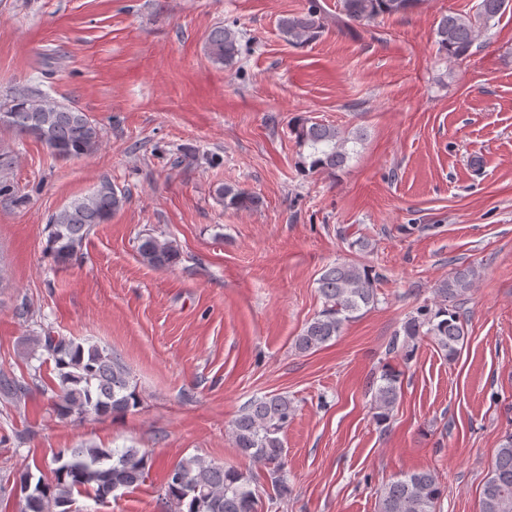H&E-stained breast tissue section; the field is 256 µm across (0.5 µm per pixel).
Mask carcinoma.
I'll use <instances>...</instances> for the list:
<instances>
[{"label":"carcinoma","instance_id":"carcinoma-1","mask_svg":"<svg viewBox=\"0 0 512 512\" xmlns=\"http://www.w3.org/2000/svg\"><path fill=\"white\" fill-rule=\"evenodd\" d=\"M422 0H342L343 16L336 22L352 28L366 25L383 15L406 13ZM509 0H479L472 13H449L440 19L435 35L438 50L450 58L463 59L480 32L492 27L511 8ZM284 39L304 45L319 37L324 15L318 0H308L305 11L279 20ZM210 60L232 67L239 54L238 34L218 26L207 39ZM0 127L18 135H33L36 128L47 133L43 143L59 157L81 158L99 146L101 129L85 113L68 106L55 111L48 97L21 90L0 103ZM302 146L310 149V168L331 175L345 167L348 143L362 140L363 134L344 137L336 127L303 118L295 127ZM12 165L11 156L0 152V195H12L4 176ZM224 206L256 210L263 199L244 189L221 186ZM127 202L125 194L103 180L89 194L75 198L55 211L47 224V249L59 264H68L80 252L92 229L105 224ZM137 253L155 269H167L180 257L177 245L169 239L147 234L139 239ZM478 271L467 267L442 281L435 294V305L416 308L402 324L403 339H394L391 350L402 351L410 360L418 340L426 337L442 355L452 361L465 341V329L456 311L457 302L471 291ZM377 277L371 270L354 263H336L323 270L318 292L323 309L309 321L295 339L301 352H314L340 336L344 326L378 303ZM31 353L46 352L54 362L56 379L52 402L57 414L97 418L123 415L139 404L136 385L127 368L112 350L88 340L76 341L55 336L49 329L30 337ZM376 422L384 425L400 395L399 374L385 369L371 383ZM294 406L288 396L274 393L251 401L232 427L235 447L241 455L266 469L259 479L235 468L199 457L173 465L165 478L164 509L168 512H258L260 493L270 498L288 495L285 477V448L280 434L288 428ZM54 462L52 478L34 477L26 470L19 476V491L29 485L39 487L31 512H72L75 496L83 493L105 500L118 489H134L149 473L148 455L137 448H68ZM442 495L438 476L431 471H413L384 485L377 492L378 512H436ZM481 512H512V432L503 436L489 476L481 493Z\"/></svg>","mask_w":512,"mask_h":512}]
</instances>
